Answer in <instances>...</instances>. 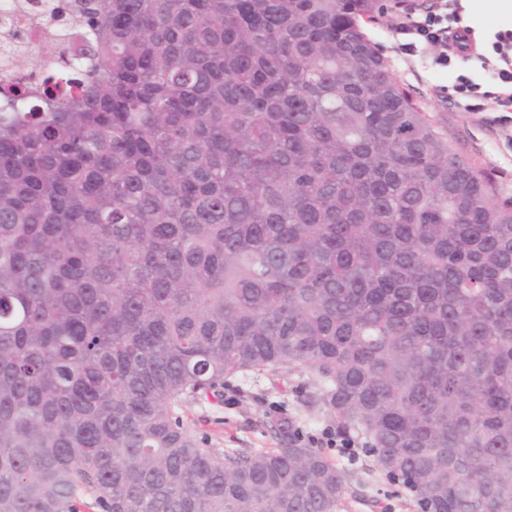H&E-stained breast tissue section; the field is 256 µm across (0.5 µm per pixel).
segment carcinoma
Segmentation results:
<instances>
[{"mask_svg": "<svg viewBox=\"0 0 512 512\" xmlns=\"http://www.w3.org/2000/svg\"><path fill=\"white\" fill-rule=\"evenodd\" d=\"M378 0H44L0 85V512H338L348 474L178 407L308 373L416 507L512 512V198ZM38 71L25 69L32 55Z\"/></svg>", "mask_w": 512, "mask_h": 512, "instance_id": "obj_1", "label": "carcinoma"}]
</instances>
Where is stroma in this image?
Returning a JSON list of instances; mask_svg holds the SVG:
<instances>
[{"mask_svg": "<svg viewBox=\"0 0 512 512\" xmlns=\"http://www.w3.org/2000/svg\"><path fill=\"white\" fill-rule=\"evenodd\" d=\"M463 17L483 42L480 53L454 58L450 67L431 62V51L401 54L393 30L404 17L402 10H387L367 24L369 37L387 59L394 78L410 98L430 112L437 125L448 131L455 146L493 177L503 196L512 197V112L499 111L494 101H486L481 112L458 108L451 95L458 76L487 83L490 71L482 64L489 55L488 43L495 32L512 28V19L495 11L486 0L482 13L470 10L471 0H462ZM305 376L284 368L277 374H253L249 378L226 380L219 396H202L184 401L178 412L184 424L204 447L218 450L277 447L274 436L280 414L296 420L303 435L319 433L325 426L320 414L300 404ZM327 456L347 469L349 489L340 512H418L404 489L390 485L367 452L349 457L330 448Z\"/></svg>", "mask_w": 512, "mask_h": 512, "instance_id": "35a3bbf8", "label": "stroma"}]
</instances>
